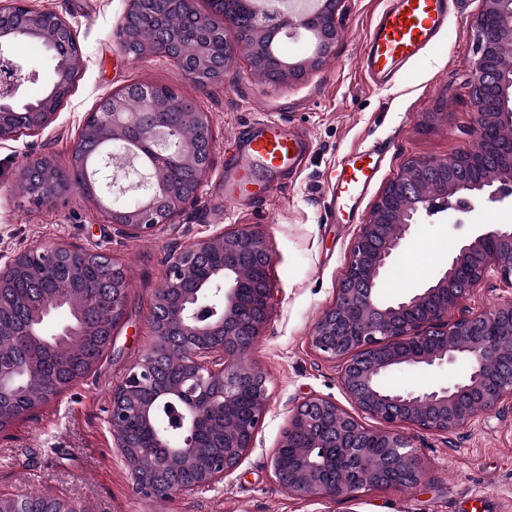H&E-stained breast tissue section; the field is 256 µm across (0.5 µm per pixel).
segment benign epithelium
Returning <instances> with one entry per match:
<instances>
[{"label": "benign epithelium", "instance_id": "1", "mask_svg": "<svg viewBox=\"0 0 512 512\" xmlns=\"http://www.w3.org/2000/svg\"><path fill=\"white\" fill-rule=\"evenodd\" d=\"M338 0H320L312 14L271 15L251 33L253 61L266 65V45L280 22L315 27L328 35L319 52L302 65L281 62L288 78L299 80L305 65H316L333 50L339 29ZM238 0H225V11L197 12L199 25L211 35L230 34ZM478 45L469 85L471 127L495 157L484 176L463 182L448 168L465 164L463 150L443 160H414L381 192L373 211L350 248L346 270L336 287V301L312 327L309 343L322 358L340 364L341 386L356 408L381 427H366L327 397H310L288 415L281 440L270 458L277 484L291 495L308 499H355L376 489H402L421 483L422 459L411 438L401 431L411 425L422 431L451 434L470 424L478 409L512 410V298L492 309L473 312L465 300L473 288L490 278L512 288V225L474 224L457 252L431 282L396 299L380 288L396 257L404 250L412 227L422 214L447 209L469 213L484 203L512 202V0H483L474 20ZM43 41L62 53L47 98L68 96L69 69L80 64L82 53L71 24L54 11L32 8L29 0H0V141L14 140L17 130L39 134L54 120L55 111L19 112L14 98L20 69L4 58L5 47L22 39ZM197 63L184 72L198 84L221 81L224 75L208 62L206 50L196 51ZM181 126H198L209 143L206 157L185 149L176 138ZM112 130L113 153L103 161L98 177L87 179V192L125 187L109 175L112 160L134 158L128 132L155 145L154 167L138 174L139 204L108 212L113 235L121 239L156 235L164 225L194 206L202 182L177 188L165 182L160 168L170 162L200 170L205 176L215 166L214 133L206 113L197 112L178 97L158 103L155 88L140 92V111L130 112L124 91L104 98L84 119L79 141L99 128ZM38 169L42 180L58 170L52 156L33 158L20 173L27 182ZM65 245H41L18 254L0 268V277L32 254L55 256ZM221 254L219 266L201 275L196 286L179 289L185 272L206 252ZM275 252L267 236L256 229L222 228L189 246H174L165 256L166 278L158 288L151 322L153 346L132 368L112 396L110 421L115 447L124 458L135 491L145 497L168 499L180 493L210 488L230 477L252 448L267 409L266 378L244 356L261 334L275 304L269 271ZM128 280L112 289V311L122 318ZM466 365L465 374L439 388L396 390L381 379L400 368ZM16 372L15 362L0 352V396L6 394ZM168 405L187 447L172 450L182 463L185 478L168 483L140 467L141 444L126 430L135 424L154 434L156 447L167 448L166 436L156 433L155 408ZM218 435L223 457L205 449ZM301 442L291 465L283 463L282 449Z\"/></svg>", "mask_w": 512, "mask_h": 512}]
</instances>
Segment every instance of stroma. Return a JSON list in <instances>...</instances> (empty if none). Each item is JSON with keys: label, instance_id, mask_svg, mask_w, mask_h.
Masks as SVG:
<instances>
[{"label": "stroma", "instance_id": "35a3bbf8", "mask_svg": "<svg viewBox=\"0 0 512 512\" xmlns=\"http://www.w3.org/2000/svg\"><path fill=\"white\" fill-rule=\"evenodd\" d=\"M386 0H339L340 36L325 61L298 80L273 84L253 69L243 45L218 83L200 85L167 58H136L122 49L117 30L128 0H31L74 28L82 63L73 89L51 125L38 135L0 141V266L36 245L74 244L112 256L127 273L123 318L113 329L106 357L59 397L25 413L0 431V497L38 493L73 502L78 512H512V411L484 410L453 438L404 427L426 467L423 481L403 490H372L357 499H303L275 483L269 459L290 411L303 400L332 398L355 406L338 379L336 364L318 358L309 333L333 305L350 247L384 187L408 161L445 159L473 148L467 96L476 56L473 20L482 0H462L447 32L390 86L370 87L359 54L371 22ZM22 68L17 103L44 95L54 61L27 40L7 51ZM165 85L207 112L215 136L216 165L203 180L196 207L152 237L116 239L94 198L71 191L49 207L35 208L20 191L29 160L51 155L68 168L87 112L127 85ZM287 124L307 139L303 164L274 194L224 202V174L236 154L234 134L258 122ZM391 142L378 178L363 200L359 220L328 219L329 187L345 156ZM511 224L512 206L447 211L417 224L406 254L426 260L405 280H386L387 297L431 280L454 254L471 223ZM264 232L273 242L272 315L246 355L267 377V412L240 468L215 487L160 500L133 492L108 420L112 394L153 343L150 312L164 277L171 245H187L220 228ZM463 366L393 371L400 389L447 385Z\"/></svg>", "mask_w": 512, "mask_h": 512}]
</instances>
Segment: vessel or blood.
Returning a JSON list of instances; mask_svg holds the SVG:
<instances>
[{"mask_svg": "<svg viewBox=\"0 0 512 512\" xmlns=\"http://www.w3.org/2000/svg\"><path fill=\"white\" fill-rule=\"evenodd\" d=\"M459 0H386L366 36L360 56L361 68L372 87L392 84L408 65L419 60L448 27ZM236 163L224 176V200L237 202L241 194H253L255 174L296 170L304 143L285 125L257 123L239 133ZM390 150L381 143L371 154L355 153L336 174L329 211L336 220L356 214L365 193L375 181Z\"/></svg>", "mask_w": 512, "mask_h": 512, "instance_id": "1", "label": "vessel or blood"}]
</instances>
